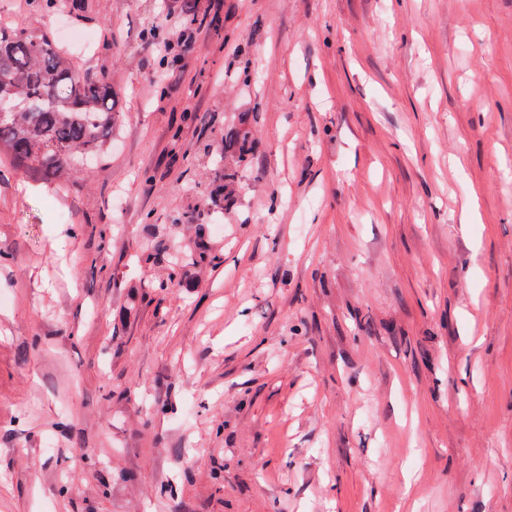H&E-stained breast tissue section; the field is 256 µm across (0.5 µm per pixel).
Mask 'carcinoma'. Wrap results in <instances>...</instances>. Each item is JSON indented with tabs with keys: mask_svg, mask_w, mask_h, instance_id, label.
I'll return each mask as SVG.
<instances>
[{
	"mask_svg": "<svg viewBox=\"0 0 512 512\" xmlns=\"http://www.w3.org/2000/svg\"><path fill=\"white\" fill-rule=\"evenodd\" d=\"M15 106L0 112V154L24 172L64 181L90 160L100 161L112 143L119 117L117 91L103 77L81 73L45 32L0 26V99ZM255 142L250 132L224 135V152L236 164L248 162ZM223 168L214 189L227 201L234 195L235 172Z\"/></svg>",
	"mask_w": 512,
	"mask_h": 512,
	"instance_id": "cac0c4a2",
	"label": "carcinoma"
}]
</instances>
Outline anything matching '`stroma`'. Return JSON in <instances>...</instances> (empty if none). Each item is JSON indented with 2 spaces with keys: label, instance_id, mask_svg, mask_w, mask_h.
Returning a JSON list of instances; mask_svg holds the SVG:
<instances>
[{
  "label": "stroma",
  "instance_id": "35a3bbf8",
  "mask_svg": "<svg viewBox=\"0 0 512 512\" xmlns=\"http://www.w3.org/2000/svg\"><path fill=\"white\" fill-rule=\"evenodd\" d=\"M68 2L0 22L122 121L0 155V512H512V0ZM255 142L250 132L243 129L231 130L224 135V156L216 159V165L222 168L223 174L214 189L216 197L224 195V201H231L234 195L233 182L235 181V171L226 170L224 167V157L226 153L234 156L237 166L248 162L254 152ZM224 182V183H223Z\"/></svg>",
  "mask_w": 512,
  "mask_h": 512
}]
</instances>
